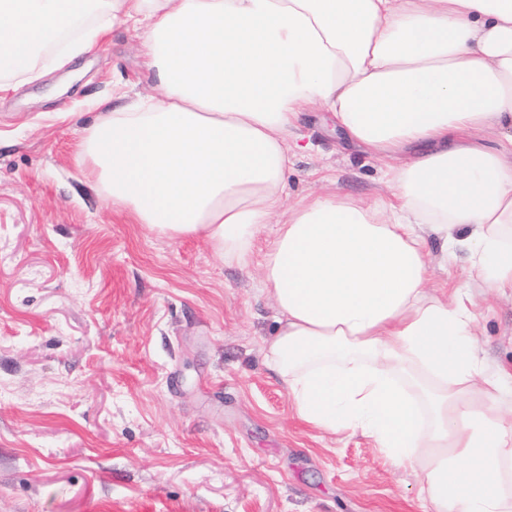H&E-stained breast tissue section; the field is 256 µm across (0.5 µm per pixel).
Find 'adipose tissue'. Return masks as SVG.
<instances>
[{
  "label": "adipose tissue",
  "instance_id": "ef3b65f1",
  "mask_svg": "<svg viewBox=\"0 0 512 512\" xmlns=\"http://www.w3.org/2000/svg\"><path fill=\"white\" fill-rule=\"evenodd\" d=\"M114 21L157 93L99 113L79 165L150 231L242 268L262 253L266 364L301 419L371 438L430 512H512L506 377L485 372L469 291L427 286L462 252L512 294V0H0V77L63 38L71 64ZM315 108L386 160L387 195L285 205ZM488 128L499 148L466 142Z\"/></svg>",
  "mask_w": 512,
  "mask_h": 512
}]
</instances>
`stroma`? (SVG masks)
I'll list each match as a JSON object with an SVG mask.
<instances>
[{
  "label": "stroma",
  "instance_id": "1",
  "mask_svg": "<svg viewBox=\"0 0 512 512\" xmlns=\"http://www.w3.org/2000/svg\"><path fill=\"white\" fill-rule=\"evenodd\" d=\"M54 56L0 92V512H427L370 438L298 417L265 363L258 266L149 231L78 165L98 102L156 92L135 32ZM300 132L286 199L385 193L383 161L324 112ZM428 285L471 290L480 355L512 373V296L462 255Z\"/></svg>",
  "mask_w": 512,
  "mask_h": 512
}]
</instances>
